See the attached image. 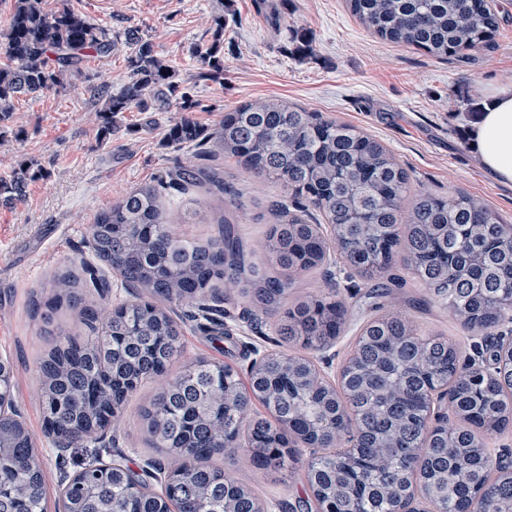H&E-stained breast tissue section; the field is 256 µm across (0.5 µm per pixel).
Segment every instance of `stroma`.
<instances>
[{"instance_id":"1","label":"stroma","mask_w":512,"mask_h":512,"mask_svg":"<svg viewBox=\"0 0 512 512\" xmlns=\"http://www.w3.org/2000/svg\"><path fill=\"white\" fill-rule=\"evenodd\" d=\"M493 3L500 16L493 42L440 60L372 35L345 0H43L45 9L68 6L113 31L139 30L159 57L179 69L196 102L192 117L206 128L240 105L286 100L373 136L407 171L414 189L438 196L461 190L512 221V186L480 167L467 138L484 96L512 79V0ZM219 17L224 20L220 26L215 23ZM215 40L222 45L224 73L200 79L202 64L192 50ZM128 55L120 43L110 56L88 57L79 73L66 78L64 88L20 97L9 118L0 122V176L28 159L45 171L29 184L22 202L0 204V355L13 362L14 402L42 458L47 512L61 508L60 472H77L90 452H57L46 436L38 361L53 339L34 315L32 298L46 299L57 271L85 262L107 282L105 289L87 291L98 314L132 300L133 289L94 255L91 227L125 192L155 184L169 168H219L232 190L225 197L202 188L166 196L169 220L179 233L198 240L214 235L217 227L186 223L193 202L206 204L212 216L227 212L251 252L273 221V204L293 201L280 184L236 159L169 144V129L180 117L173 107L119 113L117 132L102 138L98 89L106 83L120 91L129 77ZM400 275L405 284L397 287L385 278L349 276L331 262L305 278L306 290L337 289L346 306L340 336L314 355L328 360L329 379H336L381 302L409 314L419 334L448 337L464 354L481 341V332L464 328L442 307L425 304V291L412 271ZM225 308L231 314L232 339L215 341L196 323L186 322L170 374L197 359L242 373L254 350H279L271 321L243 318L237 292H230ZM161 385L158 379L146 382L129 397L119 423L98 445L104 459L123 460L136 470L160 461L146 444L141 413ZM213 464L251 486L270 512H316L302 464L265 479L239 453L215 457Z\"/></svg>"}]
</instances>
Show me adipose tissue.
<instances>
[{
	"label": "adipose tissue",
	"mask_w": 512,
	"mask_h": 512,
	"mask_svg": "<svg viewBox=\"0 0 512 512\" xmlns=\"http://www.w3.org/2000/svg\"><path fill=\"white\" fill-rule=\"evenodd\" d=\"M479 164L503 183H512V80L493 88L469 130Z\"/></svg>",
	"instance_id": "obj_1"
}]
</instances>
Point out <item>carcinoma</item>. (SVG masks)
I'll return each instance as SVG.
<instances>
[{
    "label": "carcinoma",
    "mask_w": 512,
    "mask_h": 512,
    "mask_svg": "<svg viewBox=\"0 0 512 512\" xmlns=\"http://www.w3.org/2000/svg\"><path fill=\"white\" fill-rule=\"evenodd\" d=\"M348 7L383 40L437 59L486 44L500 25L490 0H347ZM129 48L131 80L114 95L104 84L102 135L133 106L142 111L173 104L185 112L169 130L175 145L208 143L294 194L274 210L263 258L247 261L235 224L222 216L204 241L177 233L168 220L162 190L184 193L211 185L227 192L212 169L179 166L157 185L134 188L96 219L95 255L136 289L135 300L112 309L102 326L82 297L80 275L57 273L50 312L78 313L88 334L60 336L40 361L47 435L71 448L99 442L119 420L127 398L145 382L164 376L180 352L181 324L173 307H188L207 321L220 341L225 289L241 286L246 311L257 319L278 316L275 330L286 343L317 350L339 335L345 312L329 293L294 294L302 275L323 266L336 246L348 269L364 279H403L412 271L427 298L468 329L494 335L512 308V224L462 192L439 197L413 193L406 171L365 132L326 120L281 100H261L224 114L205 129L188 112L173 66L157 58L152 43L134 33H111L63 6L15 0L7 33V63L0 64V122L15 99L62 86L88 54L107 57L118 38ZM199 77L224 72L220 40L197 51ZM41 165L24 161L0 179V201L14 204L28 184L43 178ZM348 381H324L304 355L275 353L252 371L254 392L242 388L234 368L199 360L167 383L142 411L147 445L168 461L172 479L159 493L127 495L133 481L146 483L128 465L82 467L65 492V512H261L255 492L230 473L206 465L214 455L242 450L256 473L300 462L290 446L306 433L317 437L319 456L306 462L313 496L336 499L339 512H427L431 504H455L480 493L478 512H512V470L493 466L482 439L512 424V364H504L482 390L459 345L441 335L423 337L405 313L379 307L358 337ZM447 388L452 416L440 425L426 419L432 393ZM271 418L249 415L252 398ZM31 435L0 421V512H45V480Z\"/></svg>",
    "instance_id": "carcinoma-1"
}]
</instances>
